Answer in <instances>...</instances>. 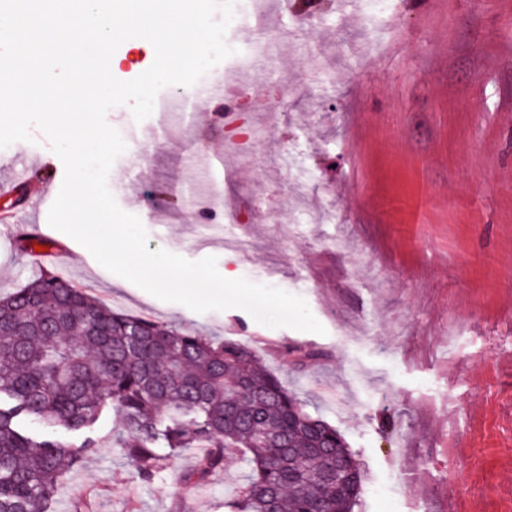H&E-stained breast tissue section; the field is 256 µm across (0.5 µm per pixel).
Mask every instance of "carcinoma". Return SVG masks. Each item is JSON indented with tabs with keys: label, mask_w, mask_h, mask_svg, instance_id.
<instances>
[{
	"label": "carcinoma",
	"mask_w": 512,
	"mask_h": 512,
	"mask_svg": "<svg viewBox=\"0 0 512 512\" xmlns=\"http://www.w3.org/2000/svg\"><path fill=\"white\" fill-rule=\"evenodd\" d=\"M115 420L113 445L149 483L162 456L202 448L198 484L241 457L243 494L229 512H354L362 472L339 431L235 340L117 312L41 273L0 296V512H50L81 463L58 429Z\"/></svg>",
	"instance_id": "cac0c4a2"
}]
</instances>
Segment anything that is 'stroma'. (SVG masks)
Returning a JSON list of instances; mask_svg holds the SVG:
<instances>
[{"label":"stroma","mask_w":512,"mask_h":512,"mask_svg":"<svg viewBox=\"0 0 512 512\" xmlns=\"http://www.w3.org/2000/svg\"><path fill=\"white\" fill-rule=\"evenodd\" d=\"M381 38L349 12L296 21L290 0L268 27L300 24L272 69L236 77L262 102L241 115L251 161L225 149L208 119L154 110L152 151L115 161L108 187L137 215L149 249L302 296L324 334L269 328L237 308L197 313L109 272L52 228L48 206L0 212V293L47 271L95 300L253 349L307 410L340 431L364 474L356 512H512V0H398ZM334 65L317 75L304 50ZM0 149V186L26 163L64 166L48 137ZM215 197L203 223L195 203ZM247 254L225 251L230 230ZM38 236L42 251L18 250ZM65 479L66 512H226L245 485L231 456L202 485L182 482L200 455L136 478L112 446V422ZM399 492L377 500L376 486Z\"/></svg>","instance_id":"stroma-1"}]
</instances>
